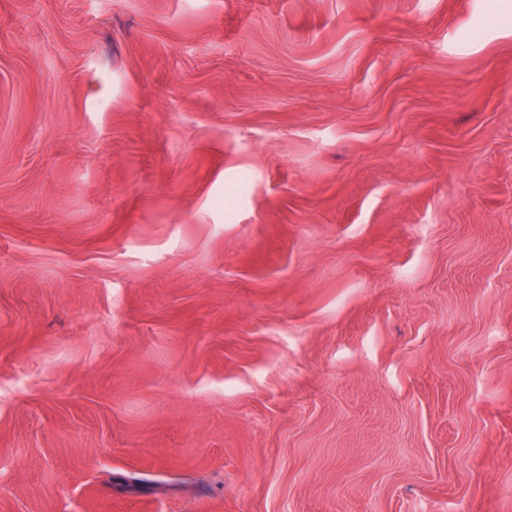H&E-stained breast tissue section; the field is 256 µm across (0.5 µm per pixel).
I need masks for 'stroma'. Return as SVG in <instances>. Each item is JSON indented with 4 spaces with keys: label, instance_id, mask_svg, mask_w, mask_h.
<instances>
[{
    "label": "stroma",
    "instance_id": "35a3bbf8",
    "mask_svg": "<svg viewBox=\"0 0 512 512\" xmlns=\"http://www.w3.org/2000/svg\"><path fill=\"white\" fill-rule=\"evenodd\" d=\"M0 512H512V0H0Z\"/></svg>",
    "mask_w": 512,
    "mask_h": 512
}]
</instances>
